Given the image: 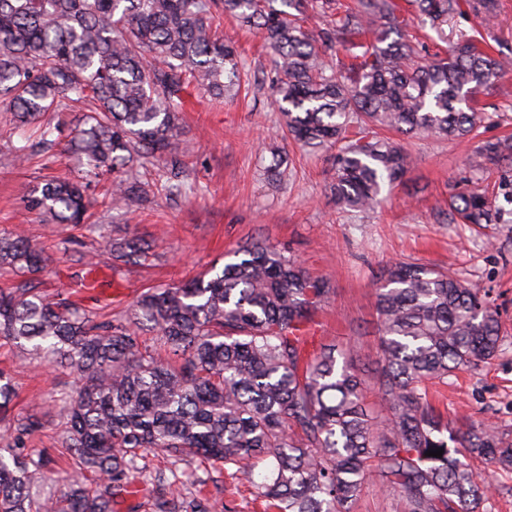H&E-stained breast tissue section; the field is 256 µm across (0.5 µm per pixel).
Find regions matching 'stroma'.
<instances>
[{"instance_id": "stroma-1", "label": "stroma", "mask_w": 512, "mask_h": 512, "mask_svg": "<svg viewBox=\"0 0 512 512\" xmlns=\"http://www.w3.org/2000/svg\"><path fill=\"white\" fill-rule=\"evenodd\" d=\"M214 26L239 47L249 82L220 100L191 88L182 125L189 145L186 180L193 193L158 194L140 205L113 198L107 179L96 189L99 203L90 210L87 227L42 222L26 210L24 196L38 183L73 173L75 159L59 144L36 152L26 164H14L12 116L0 106V231L21 229L49 257L43 272L26 277L0 269V288L24 282L72 296L85 309L119 313L141 290L223 267L230 252L263 241L330 283V299L314 316L310 350L352 349L358 371L370 382L379 367L375 290L387 264L410 259L444 268L489 292L499 313L500 350L478 370L433 385L436 402L448 419L482 421L512 439V204L497 199L501 217L496 224L448 220L450 188L490 187L498 181L497 173L473 171L469 162L477 141L512 134V71L501 79L502 93L478 96L476 106L485 119L476 137L404 138L409 168L382 206L369 213L341 212L330 194L336 152L303 148L289 139L270 88L271 57L258 31L224 14L216 15ZM276 155L286 162L272 179L267 167ZM104 232L138 237L151 245L153 255L145 264L125 265L97 252L105 279L96 292L80 294L87 271L82 256L97 251ZM0 368L15 384L14 414L43 423L41 432L26 440L25 450L48 458L44 490L58 493L65 467L57 441L58 399L80 386L79 376L2 339ZM131 488L119 499L117 512H155L161 494L208 499L212 512H263L249 483L194 456H148Z\"/></svg>"}]
</instances>
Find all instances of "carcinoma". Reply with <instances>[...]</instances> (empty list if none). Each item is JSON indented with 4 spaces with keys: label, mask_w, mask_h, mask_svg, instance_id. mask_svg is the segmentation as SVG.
Masks as SVG:
<instances>
[{
    "label": "carcinoma",
    "mask_w": 512,
    "mask_h": 512,
    "mask_svg": "<svg viewBox=\"0 0 512 512\" xmlns=\"http://www.w3.org/2000/svg\"><path fill=\"white\" fill-rule=\"evenodd\" d=\"M438 37L466 13L488 22L498 0H411ZM334 11L314 36L308 10ZM222 11L260 30L273 52L271 87L291 138L309 148L337 147L331 195L336 209L370 211L383 189L402 180L409 158L388 136L465 138L483 116L467 107L494 94L512 57L489 51L492 30L463 37L447 56L419 60L394 0H0V102L20 127L37 125L41 145L56 144L63 123L48 119L86 101L84 126L68 133L82 164L77 179L32 189L28 211L52 224H80L96 203L91 191L112 175L122 198L152 189L134 173L155 160L167 189H183L186 141L180 123L190 82L214 98L236 91L244 62L216 36ZM336 54L331 65L315 42ZM473 167L500 173L512 203V139L477 145ZM448 218L495 224L498 211L481 190L448 197ZM125 264L149 258L136 237L104 240ZM48 257L28 237L0 234V268L33 274ZM330 295L327 279L263 242L235 253L221 271L149 288L124 316L82 311L28 288L0 289V337L83 380L61 397V447L77 460L59 497L37 499L40 461L18 448L41 429L16 420L14 440L0 446V512H114L129 493L138 461L151 452L194 454L253 479L278 512H349L377 460L404 512H480L491 487L470 461L512 469V441L466 419L446 421L427 383L477 370L499 351V315L486 295L449 272L414 261L387 265L377 289L380 369L367 400L352 357L304 344L313 315ZM177 361L165 362L143 335ZM14 387L0 371V421ZM442 449V457L426 455ZM157 512H209L204 499L159 497Z\"/></svg>",
    "instance_id": "carcinoma-1"
}]
</instances>
